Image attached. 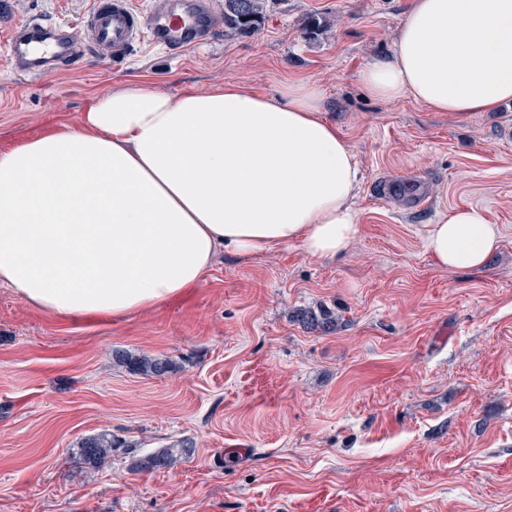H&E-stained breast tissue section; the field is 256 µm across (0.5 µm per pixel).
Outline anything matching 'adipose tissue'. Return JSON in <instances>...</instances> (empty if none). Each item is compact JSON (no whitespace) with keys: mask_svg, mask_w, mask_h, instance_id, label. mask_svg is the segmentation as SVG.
Listing matches in <instances>:
<instances>
[{"mask_svg":"<svg viewBox=\"0 0 512 512\" xmlns=\"http://www.w3.org/2000/svg\"><path fill=\"white\" fill-rule=\"evenodd\" d=\"M358 79L436 112L512 102V0H413L391 54ZM358 178L314 82L276 96L117 86L77 124L0 151V285L57 317H120L182 297L222 249L333 258L360 233ZM500 238L464 206L423 241L438 266L475 271Z\"/></svg>","mask_w":512,"mask_h":512,"instance_id":"ef3b65f1","label":"adipose tissue"}]
</instances>
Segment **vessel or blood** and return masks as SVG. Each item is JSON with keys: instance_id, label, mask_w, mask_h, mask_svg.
Masks as SVG:
<instances>
[{"instance_id": "obj_1", "label": "vessel or blood", "mask_w": 512, "mask_h": 512, "mask_svg": "<svg viewBox=\"0 0 512 512\" xmlns=\"http://www.w3.org/2000/svg\"><path fill=\"white\" fill-rule=\"evenodd\" d=\"M218 22L213 0H150L142 12L129 0H97L86 21L90 43L77 41L67 26L26 21L13 30L7 55L18 72L44 78L91 52L125 56L143 40L175 51L195 48Z\"/></svg>"}]
</instances>
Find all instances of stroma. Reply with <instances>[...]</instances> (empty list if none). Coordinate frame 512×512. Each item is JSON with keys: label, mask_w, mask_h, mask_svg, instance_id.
I'll use <instances>...</instances> for the list:
<instances>
[{"label": "stroma", "mask_w": 512, "mask_h": 512, "mask_svg": "<svg viewBox=\"0 0 512 512\" xmlns=\"http://www.w3.org/2000/svg\"><path fill=\"white\" fill-rule=\"evenodd\" d=\"M410 3L268 0L254 35L219 29L179 55L141 42L32 81L8 63L11 29L40 18L86 41L93 0H0V150L76 122L118 84L273 94L306 78L361 174L360 234L341 256L223 251L182 299L100 320L0 286V512H512V102L460 116L371 96L356 74L390 51ZM389 182L428 208L383 194ZM462 205L502 230L477 271L424 247L426 226ZM300 308L331 312L334 329H305ZM116 348L176 369L130 374ZM103 430L136 452L73 478L75 444ZM187 439L177 467L133 470Z\"/></svg>", "instance_id": "stroma-1"}]
</instances>
